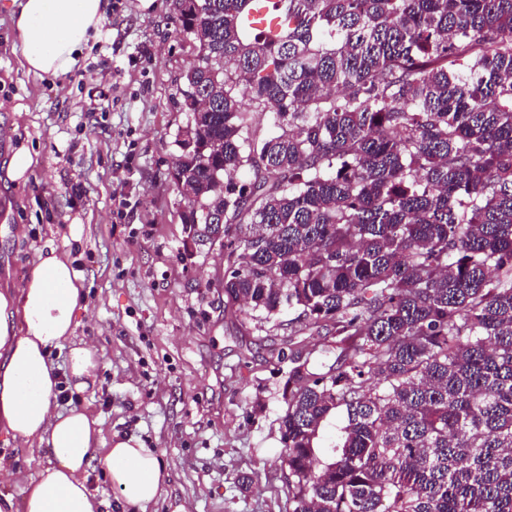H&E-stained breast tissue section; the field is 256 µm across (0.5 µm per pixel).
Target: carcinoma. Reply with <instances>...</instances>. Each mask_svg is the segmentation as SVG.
Returning <instances> with one entry per match:
<instances>
[{"mask_svg": "<svg viewBox=\"0 0 512 512\" xmlns=\"http://www.w3.org/2000/svg\"><path fill=\"white\" fill-rule=\"evenodd\" d=\"M201 2L182 223L224 210L230 314L336 337L325 373L288 356L293 512H512V0H281L272 44ZM346 425V416L343 413H334L324 423L320 438L318 440V457L325 462L333 460L339 448H335L339 444L342 437V428Z\"/></svg>", "mask_w": 512, "mask_h": 512, "instance_id": "cac0c4a2", "label": "carcinoma"}]
</instances>
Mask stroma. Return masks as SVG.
<instances>
[{"label":"stroma","mask_w":512,"mask_h":512,"mask_svg":"<svg viewBox=\"0 0 512 512\" xmlns=\"http://www.w3.org/2000/svg\"><path fill=\"white\" fill-rule=\"evenodd\" d=\"M5 2L0 289L18 284L46 243L72 259L89 301L76 338L102 361L78 406L101 420L104 438H139L166 465L147 512H292L278 354L304 347L324 372L335 339L225 314L220 246H187L170 171L187 121L177 89L198 49L175 0H107L75 67L44 79L22 66ZM22 146L37 161L24 183L8 176Z\"/></svg>","instance_id":"stroma-1"}]
</instances>
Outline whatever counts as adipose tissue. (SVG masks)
I'll use <instances>...</instances> for the list:
<instances>
[{
    "instance_id": "1",
    "label": "adipose tissue",
    "mask_w": 512,
    "mask_h": 512,
    "mask_svg": "<svg viewBox=\"0 0 512 512\" xmlns=\"http://www.w3.org/2000/svg\"><path fill=\"white\" fill-rule=\"evenodd\" d=\"M102 0H20L13 29L34 75L70 71L103 19ZM83 277L56 248L40 250L18 287L0 291V433L47 449L38 477L25 478L0 455V481L23 483V512H105L85 472L102 454L108 480L130 507L156 502L168 477L159 457L134 437L104 440L89 412L56 410L62 379L86 390L99 369L95 352L75 342L76 315L87 311ZM67 349L65 373L52 353Z\"/></svg>"
}]
</instances>
